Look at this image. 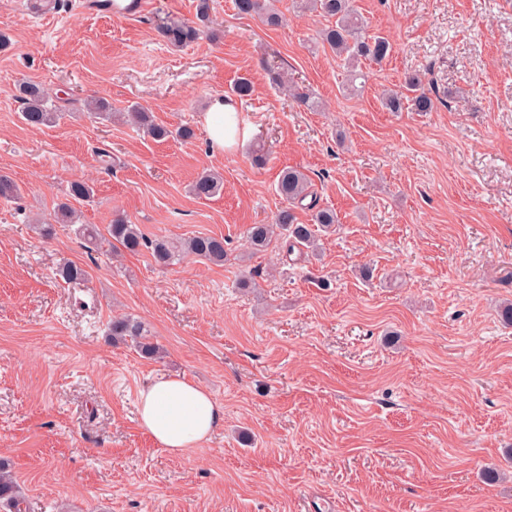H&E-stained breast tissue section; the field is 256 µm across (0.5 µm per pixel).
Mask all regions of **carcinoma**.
Returning <instances> with one entry per match:
<instances>
[{
  "mask_svg": "<svg viewBox=\"0 0 512 512\" xmlns=\"http://www.w3.org/2000/svg\"><path fill=\"white\" fill-rule=\"evenodd\" d=\"M304 8L317 11L323 16L334 19V25L322 32V40L343 58L353 77H358L357 68L364 61L381 63L389 57L392 50L389 41L382 36L367 38L362 35L364 23L355 5V0H302ZM237 13L246 16H259L270 26L282 23L281 15L272 9L270 0H235ZM209 0H198L195 22L172 21L158 27L159 35L173 46H183L196 41L203 33L202 26L209 21ZM19 97L24 105L22 118L31 127L39 128L56 122L59 113L49 106V96L38 84L24 82L19 85ZM416 112H430L434 102L422 87L418 76L409 77L406 93H390L385 106L392 112H399L405 106ZM128 121L155 140H163L177 135L183 140L193 137V130L181 126L172 131L153 122L149 113L137 106L127 112ZM308 176L297 168L282 171L278 182L279 195L285 202L272 224H253L247 230V238L255 250L266 248L273 238L282 236L287 251H294L299 246L306 254L315 255L319 249L318 235L331 230L336 224V214L329 209L317 210L312 223L302 224L294 212V207L303 203L311 194ZM224 181L220 175L204 172L192 185V193L198 199H208L221 193ZM109 236L123 249L130 252L139 251L145 246L151 250L154 262L160 266L171 264L176 257L187 254L198 257L213 265L224 264L225 249L222 236H195L178 244L165 239L148 241L139 227L117 218L108 225ZM112 342L136 341L140 351L146 356H155L159 347L149 341L143 334L140 324L129 318H118L109 327ZM21 498V489L17 484L9 464L0 459V509H16Z\"/></svg>",
  "mask_w": 512,
  "mask_h": 512,
  "instance_id": "1",
  "label": "carcinoma"
}]
</instances>
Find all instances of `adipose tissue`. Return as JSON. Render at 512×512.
<instances>
[{
	"label": "adipose tissue",
	"instance_id": "1",
	"mask_svg": "<svg viewBox=\"0 0 512 512\" xmlns=\"http://www.w3.org/2000/svg\"><path fill=\"white\" fill-rule=\"evenodd\" d=\"M215 150L235 143L234 106L215 98L203 118ZM140 425L168 454L182 456L201 447L224 421V407L204 387L182 375L158 376L138 393Z\"/></svg>",
	"mask_w": 512,
	"mask_h": 512
}]
</instances>
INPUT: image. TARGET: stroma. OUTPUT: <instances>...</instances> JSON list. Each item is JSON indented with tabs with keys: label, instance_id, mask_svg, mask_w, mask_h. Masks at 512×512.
Returning a JSON list of instances; mask_svg holds the SVG:
<instances>
[{
	"label": "stroma",
	"instance_id": "1",
	"mask_svg": "<svg viewBox=\"0 0 512 512\" xmlns=\"http://www.w3.org/2000/svg\"><path fill=\"white\" fill-rule=\"evenodd\" d=\"M71 2L45 19L0 0V175L20 187L0 200V458L20 512H512V326L499 316L512 303V0H356L366 35L392 45L356 81L320 38L331 19L296 0H274L276 27L210 0L212 37L184 47L157 28L194 19L197 0H151L125 19ZM411 75L434 109L384 108ZM242 78L253 89L235 101L238 142L213 151L202 117ZM25 81L58 124L23 121ZM90 98L194 136L154 140L95 118ZM289 167L339 218L310 261L246 241L283 207ZM206 169L224 177L208 200L190 192ZM75 181L94 188L81 223L217 235L223 265L87 249L54 221ZM67 262L87 279L65 282ZM246 274L255 287H239ZM119 317L161 356L113 344ZM162 374L224 406L181 457L138 422L137 393Z\"/></svg>",
	"mask_w": 512,
	"mask_h": 512
}]
</instances>
